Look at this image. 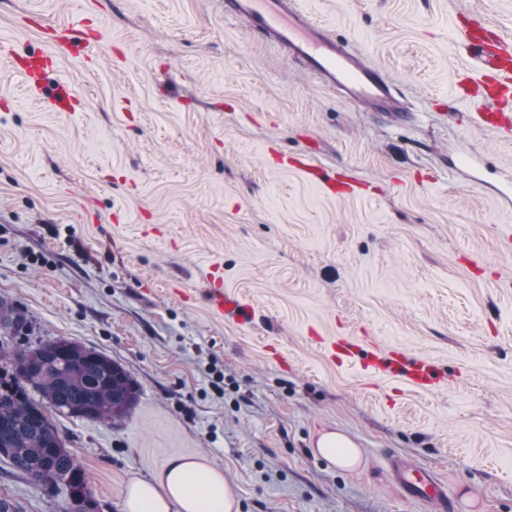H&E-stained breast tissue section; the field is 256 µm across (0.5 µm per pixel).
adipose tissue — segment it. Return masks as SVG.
<instances>
[{
	"label": "adipose tissue",
	"mask_w": 512,
	"mask_h": 512,
	"mask_svg": "<svg viewBox=\"0 0 512 512\" xmlns=\"http://www.w3.org/2000/svg\"><path fill=\"white\" fill-rule=\"evenodd\" d=\"M318 454L340 468L361 462V450L345 433L330 431L317 442ZM237 501L222 471L205 459L173 457L152 480L126 487L122 512H235Z\"/></svg>",
	"instance_id": "1"
}]
</instances>
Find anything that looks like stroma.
<instances>
[{"instance_id": "obj_1", "label": "stroma", "mask_w": 512, "mask_h": 512, "mask_svg": "<svg viewBox=\"0 0 512 512\" xmlns=\"http://www.w3.org/2000/svg\"><path fill=\"white\" fill-rule=\"evenodd\" d=\"M392 78L365 110L220 0H0V296L28 340L67 338L140 388L115 426L57 416L100 512L169 457L221 469L238 512H432L394 461L444 482L455 512H512V143L456 98L477 61L457 36L512 40V0H302ZM32 98L12 60L77 19ZM67 80L69 112L51 93ZM365 185L332 197L284 158ZM246 308L214 316L212 276ZM345 338L429 362L438 383L332 357ZM357 468L316 454L327 431ZM65 512L0 456V496ZM316 453L340 468H354L361 462V450L345 433L330 431L318 440Z\"/></svg>"}]
</instances>
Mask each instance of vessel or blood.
Returning <instances> with one entry per match:
<instances>
[{"label": "vessel or blood", "mask_w": 512, "mask_h": 512, "mask_svg": "<svg viewBox=\"0 0 512 512\" xmlns=\"http://www.w3.org/2000/svg\"><path fill=\"white\" fill-rule=\"evenodd\" d=\"M224 10L353 103L370 108L391 97L394 85L385 72L325 31L303 11L298 0H225ZM460 38L482 63L481 76L461 84L465 94L481 106L476 114L478 124L511 137L512 114L503 111L501 105L512 96V45L490 40L477 26L462 28ZM55 60V55L40 53L28 57L16 70L34 88ZM386 366L394 372L405 371L416 386L430 384V369L424 364L405 365L390 358ZM397 480L406 497L429 503L436 512H451L453 500L431 471L404 466L399 468Z\"/></svg>", "instance_id": "vessel-or-blood-1"}]
</instances>
